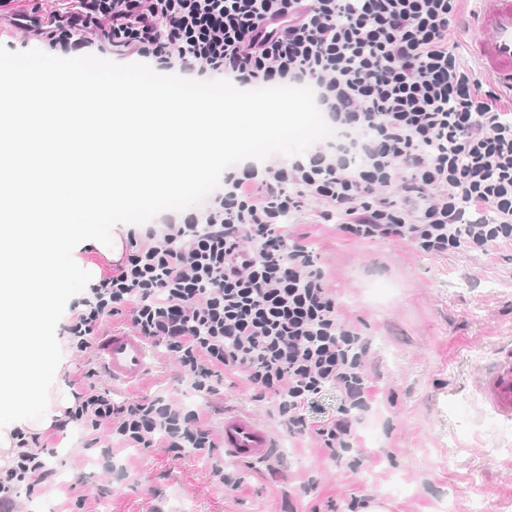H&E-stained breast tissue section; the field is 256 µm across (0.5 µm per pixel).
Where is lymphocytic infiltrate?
<instances>
[{
  "instance_id": "f902f5d3",
  "label": "lymphocytic infiltrate",
  "mask_w": 512,
  "mask_h": 512,
  "mask_svg": "<svg viewBox=\"0 0 512 512\" xmlns=\"http://www.w3.org/2000/svg\"><path fill=\"white\" fill-rule=\"evenodd\" d=\"M462 2L77 0L44 18L54 49L108 47L242 88L310 87L335 131L305 154L229 167L201 207L167 218L162 241L128 231L122 261L71 306V349L87 352L107 319L128 315L194 391H212L218 369L240 372L293 435L336 390V416L314 430L331 456L349 452L367 409L368 341L283 222L314 202L343 234L426 254L512 241V116L457 52ZM73 396L66 420L90 436L108 429L115 447L178 458L215 445L197 410L165 398L117 405L90 381ZM15 436L0 512H14L18 487L35 494L46 466L24 431Z\"/></svg>"
}]
</instances>
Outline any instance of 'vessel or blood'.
<instances>
[{"instance_id":"1","label":"vessel or blood","mask_w":512,"mask_h":512,"mask_svg":"<svg viewBox=\"0 0 512 512\" xmlns=\"http://www.w3.org/2000/svg\"><path fill=\"white\" fill-rule=\"evenodd\" d=\"M479 2L472 45L477 64L512 91V0ZM96 361L112 382L120 385L139 382L152 368L150 348L144 338L125 330L112 329L101 336ZM481 392L492 411L512 418L511 348L485 373ZM223 442L225 456L250 464L269 460L275 450L272 431L248 413L225 415Z\"/></svg>"}]
</instances>
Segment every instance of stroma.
Masks as SVG:
<instances>
[{
  "mask_svg": "<svg viewBox=\"0 0 512 512\" xmlns=\"http://www.w3.org/2000/svg\"><path fill=\"white\" fill-rule=\"evenodd\" d=\"M62 0H0V45L43 43L28 19L61 10ZM317 203L287 224L326 271L342 316L370 340V408L365 432L341 459L315 438L284 431L256 401L242 374L220 372L213 392L189 389L164 344L151 343L153 369L132 385L98 375L115 402L163 396L198 409L214 436L224 414L246 411L278 442L272 460L250 466L223 448L176 458L163 448L113 449L107 432L87 446L81 429L48 440L42 492L18 491L16 512H351L372 502L387 512H512V421L482 402L484 367L512 343V242L490 253L464 248L441 256L404 240H356L315 221ZM237 473V490L213 477V461Z\"/></svg>",
  "mask_w": 512,
  "mask_h": 512,
  "instance_id": "35a3bbf8",
  "label": "stroma"
}]
</instances>
